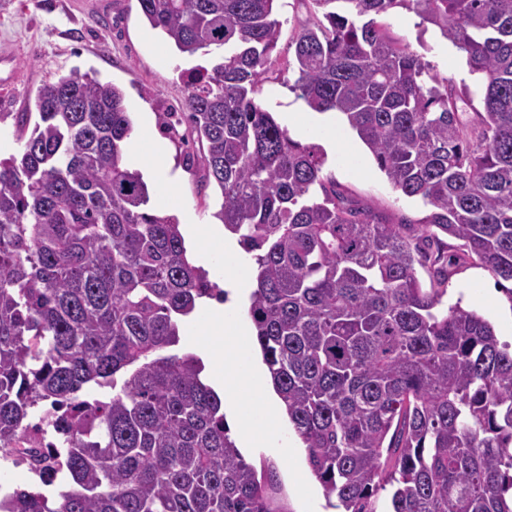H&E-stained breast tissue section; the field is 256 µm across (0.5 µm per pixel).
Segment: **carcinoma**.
Returning <instances> with one entry per match:
<instances>
[{"instance_id":"1","label":"carcinoma","mask_w":512,"mask_h":512,"mask_svg":"<svg viewBox=\"0 0 512 512\" xmlns=\"http://www.w3.org/2000/svg\"><path fill=\"white\" fill-rule=\"evenodd\" d=\"M279 0H139L179 53L187 136L206 149L213 213L251 255L247 314L327 500L376 512H512V344L440 286L477 261L512 299V0H311L291 90L337 112L394 188L429 213L389 224L323 172L258 100ZM402 9L466 54L481 82L440 79L380 18ZM475 119L464 122L462 107ZM16 113L0 158V452L72 485L14 489L0 512H273L180 323L222 294L177 221L128 166L123 91L73 72ZM459 241L455 253L438 233ZM112 390L103 401L85 389ZM41 411L39 422L28 419ZM58 442L23 448L29 429Z\"/></svg>"}]
</instances>
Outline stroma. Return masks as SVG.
Returning a JSON list of instances; mask_svg holds the SVG:
<instances>
[{
    "instance_id": "stroma-1",
    "label": "stroma",
    "mask_w": 512,
    "mask_h": 512,
    "mask_svg": "<svg viewBox=\"0 0 512 512\" xmlns=\"http://www.w3.org/2000/svg\"><path fill=\"white\" fill-rule=\"evenodd\" d=\"M314 16L311 0H280V36L260 102L283 125L292 112L320 122L335 121L336 153L326 157L325 174L351 199L371 207L389 223L422 218L426 207L393 188L338 113L311 111L292 91L294 74L288 61L294 54L293 40ZM385 22L390 36L409 45L439 76L473 84L464 53L435 29H421L414 14L401 10L388 15ZM197 64V59L179 54L149 26L137 0H0V158L19 149L13 136V113L34 110L36 93L45 82L76 71L121 88L131 119L151 113L166 148L164 161L180 174L185 211L197 224L212 225L220 192L213 186L202 188L203 160H188L187 145L179 138L186 130L178 122L184 110L181 75ZM489 276L477 262L455 269L442 304L478 311L502 340L512 342V299L498 287H486ZM243 456L258 475L275 472L270 492L274 512H304L290 471L276 449L250 448Z\"/></svg>"
}]
</instances>
